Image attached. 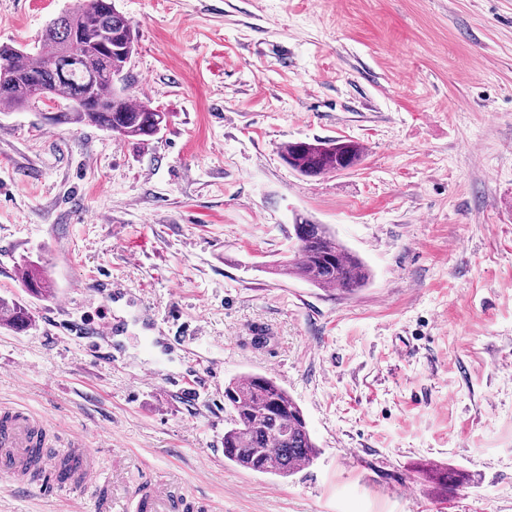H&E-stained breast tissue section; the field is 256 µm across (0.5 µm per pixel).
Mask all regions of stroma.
I'll list each match as a JSON object with an SVG mask.
<instances>
[{
	"instance_id": "stroma-1",
	"label": "stroma",
	"mask_w": 512,
	"mask_h": 512,
	"mask_svg": "<svg viewBox=\"0 0 512 512\" xmlns=\"http://www.w3.org/2000/svg\"><path fill=\"white\" fill-rule=\"evenodd\" d=\"M77 0H0V45L37 46ZM137 32L134 99L169 112L141 142L0 106V409L53 422L124 491L172 476L207 512H512V0H117ZM350 139L307 178L291 141ZM370 267L352 294L271 273L295 215ZM51 284L29 296L24 265ZM127 289L92 298L104 281ZM64 303L67 313L57 312ZM109 317L94 361L77 334ZM219 364L199 402L160 378ZM274 377L320 454L277 478L224 462V385ZM470 475L441 485L422 466ZM16 490L0 512H94ZM362 154V146L348 139L291 141L280 152L289 168L310 178L352 169L360 164ZM30 321L28 307L19 301L5 302L0 299V325L11 327L15 330H24Z\"/></svg>"
}]
</instances>
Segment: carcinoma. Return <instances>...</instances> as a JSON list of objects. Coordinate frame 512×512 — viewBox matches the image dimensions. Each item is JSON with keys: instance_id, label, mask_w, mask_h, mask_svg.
Wrapping results in <instances>:
<instances>
[{"instance_id": "1", "label": "carcinoma", "mask_w": 512, "mask_h": 512, "mask_svg": "<svg viewBox=\"0 0 512 512\" xmlns=\"http://www.w3.org/2000/svg\"><path fill=\"white\" fill-rule=\"evenodd\" d=\"M135 51L133 28L114 0H81L50 22L35 59L0 45V104L31 107L37 89L46 86L55 97L81 100L76 107L58 109L51 124L87 123L123 140L146 141L167 126L168 113L126 94L124 80ZM362 154V146L348 139L291 141L280 152L289 168L310 178L352 169ZM293 228L295 258L277 266L276 274L347 294L369 282L366 263L329 227L297 217ZM25 284L35 296L49 288L33 267L25 268ZM29 321L25 304L0 299V325L21 331ZM224 406L229 413L224 461L286 478L318 457L302 409L274 378L255 373L230 380Z\"/></svg>"}]
</instances>
